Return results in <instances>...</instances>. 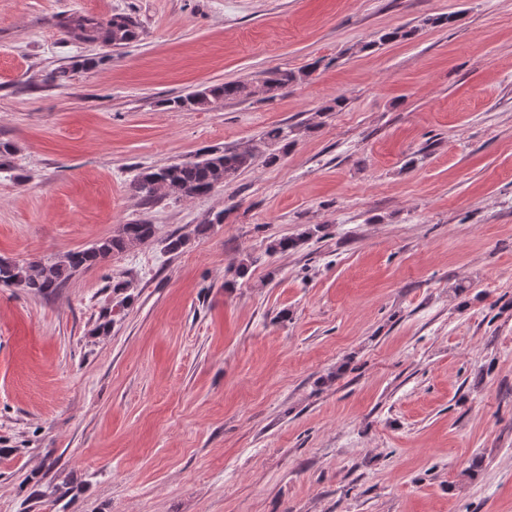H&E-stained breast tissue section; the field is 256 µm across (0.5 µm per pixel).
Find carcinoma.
I'll use <instances>...</instances> for the list:
<instances>
[{
  "label": "carcinoma",
  "mask_w": 512,
  "mask_h": 512,
  "mask_svg": "<svg viewBox=\"0 0 512 512\" xmlns=\"http://www.w3.org/2000/svg\"><path fill=\"white\" fill-rule=\"evenodd\" d=\"M66 32L85 41H101L108 44H121L133 39L136 32L129 18L120 24L112 20L99 21L94 18H78L65 26ZM308 75L304 69L298 73L292 71H271L263 82V91L273 98L279 90ZM250 94L244 83L229 82L222 85L205 87L186 96L175 97L170 105L175 109L202 110L208 104L219 99H233ZM290 131L284 126H276L265 131L259 144L244 149L211 151L194 160L173 163L159 168H149L141 172L134 180L133 189L141 198L151 203L166 190H173L185 197L206 194L238 174L250 169L262 158L267 165L279 159L275 152L265 153L260 146L280 145L288 147ZM321 231V226L302 233L297 237H282L273 241L267 248L272 255L294 249L307 238ZM156 235L155 225L145 223L125 224L119 234L102 238L90 247L70 252L59 260H35L25 264L0 259V284L16 286L28 294L47 296L59 288L69 277L81 270L98 265L115 253L124 251L133 243H144Z\"/></svg>",
  "instance_id": "obj_1"
}]
</instances>
